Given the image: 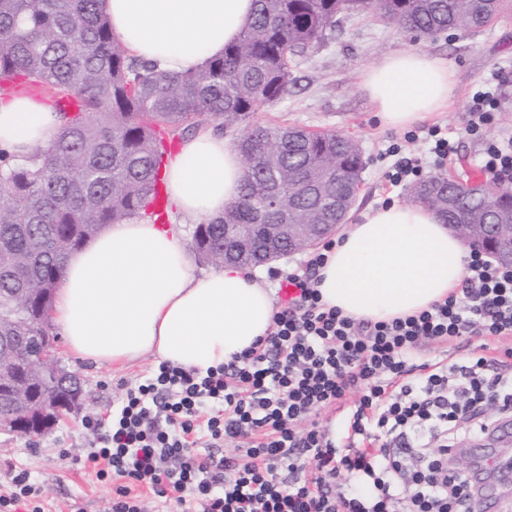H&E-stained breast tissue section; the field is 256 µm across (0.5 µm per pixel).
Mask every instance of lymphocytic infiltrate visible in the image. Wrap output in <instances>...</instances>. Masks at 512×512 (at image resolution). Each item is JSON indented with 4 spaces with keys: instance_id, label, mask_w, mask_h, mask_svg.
I'll return each instance as SVG.
<instances>
[{
    "instance_id": "1",
    "label": "lymphocytic infiltrate",
    "mask_w": 512,
    "mask_h": 512,
    "mask_svg": "<svg viewBox=\"0 0 512 512\" xmlns=\"http://www.w3.org/2000/svg\"><path fill=\"white\" fill-rule=\"evenodd\" d=\"M324 262L286 274L296 295L256 347L203 372L160 362L123 385L107 419L85 417L83 463L112 488L105 512H146L147 491L179 512H470L481 480L457 473L456 434H487L486 409L512 414V348L483 345L462 364H419L416 352L512 338V267L471 252L448 299L372 322L322 304ZM329 407L346 415L341 436L317 421ZM426 440L435 449L419 455ZM0 512H45L28 470L13 471Z\"/></svg>"
}]
</instances>
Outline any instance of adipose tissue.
<instances>
[{
	"mask_svg": "<svg viewBox=\"0 0 512 512\" xmlns=\"http://www.w3.org/2000/svg\"><path fill=\"white\" fill-rule=\"evenodd\" d=\"M113 33L136 57L190 72L222 55L251 23L254 0H101ZM456 83L443 57L395 52L362 71L360 88L384 126L405 129L447 111ZM61 118L31 98L0 105V150L14 158L52 143ZM245 164L220 133L184 140L165 170L178 214L212 217L234 202ZM468 247L430 208L392 203L335 240L318 271L322 303L389 321L444 300L466 276ZM275 304L259 274L233 266L196 273L177 227L129 220L103 227L68 259L52 320L77 359L131 365L147 355L206 370L265 338Z\"/></svg>",
	"mask_w": 512,
	"mask_h": 512,
	"instance_id": "adipose-tissue-1",
	"label": "adipose tissue"
}]
</instances>
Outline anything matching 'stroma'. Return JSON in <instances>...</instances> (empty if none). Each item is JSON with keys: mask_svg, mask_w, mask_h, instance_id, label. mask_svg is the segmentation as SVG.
<instances>
[{"mask_svg": "<svg viewBox=\"0 0 512 512\" xmlns=\"http://www.w3.org/2000/svg\"><path fill=\"white\" fill-rule=\"evenodd\" d=\"M404 49L445 57L457 77L451 108L433 123L415 125L416 137L410 141L405 140L404 130L380 123L375 107L359 87L364 69ZM292 76L288 95L266 105L255 119L269 126L335 131L359 142L365 166L359 196L349 215L354 222L385 200L408 202L407 186H391L386 178L394 162L388 148L397 142L405 152L426 157L427 131L433 125L447 132L455 152L443 166L425 167V176L484 179L480 166L484 140L512 139V9L484 29L448 31L427 39L414 38L397 25L370 15L346 16L322 43L294 58ZM490 81L497 89L498 110L482 137L475 138L464 130L465 114L474 92ZM59 357L62 365L83 381V405L35 438L0 430V490L6 488L12 468H24L40 481L50 512H103L110 491L80 461L90 440L82 420L87 415L107 414L122 383L140 379L158 359L149 355L120 369L88 366L64 351Z\"/></svg>", "mask_w": 512, "mask_h": 512, "instance_id": "obj_1", "label": "stroma"}]
</instances>
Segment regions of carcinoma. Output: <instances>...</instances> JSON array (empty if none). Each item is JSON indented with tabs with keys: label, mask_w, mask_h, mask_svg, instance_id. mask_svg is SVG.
Returning a JSON list of instances; mask_svg holds the SVG:
<instances>
[{
	"label": "carcinoma",
	"mask_w": 512,
	"mask_h": 512,
	"mask_svg": "<svg viewBox=\"0 0 512 512\" xmlns=\"http://www.w3.org/2000/svg\"><path fill=\"white\" fill-rule=\"evenodd\" d=\"M100 0H0V91L37 84L63 119L58 138L28 158L0 153V414L9 430L42 434L68 409L77 382L67 373L27 377L30 337L51 335L50 311L64 267L104 225L151 212L164 181L167 142L200 126H243L235 141L247 163L239 196L197 225L199 260L224 266L226 224H270L265 197L280 185L298 224H333L350 211L363 169L358 143L332 131L264 126L261 108L288 93L290 58L325 39L336 17L370 13L419 35L481 27L507 0H255L254 19L224 55L173 75L131 55ZM312 189L289 196L304 181ZM446 224L512 217V183L431 177L409 188Z\"/></svg>",
	"instance_id": "1"
}]
</instances>
